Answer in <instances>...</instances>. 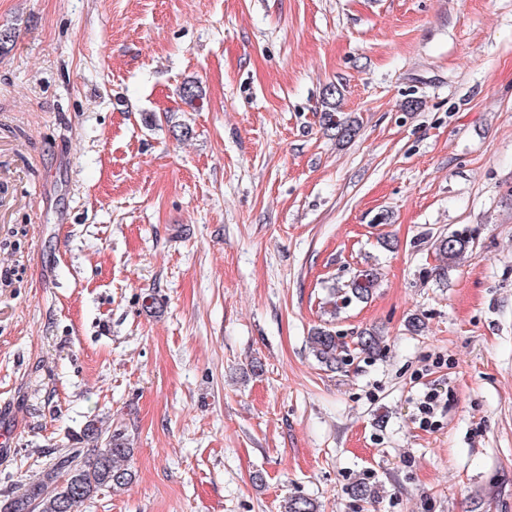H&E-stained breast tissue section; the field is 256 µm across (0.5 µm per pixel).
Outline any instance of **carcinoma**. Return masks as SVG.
<instances>
[{
    "label": "carcinoma",
    "mask_w": 512,
    "mask_h": 512,
    "mask_svg": "<svg viewBox=\"0 0 512 512\" xmlns=\"http://www.w3.org/2000/svg\"><path fill=\"white\" fill-rule=\"evenodd\" d=\"M322 125L335 132L336 139L349 141L356 136L355 120L342 117L335 111L322 114ZM471 231L440 235L435 249L442 259L453 263L473 243ZM379 272L366 268L354 273L349 280L328 288L323 302L324 313L334 317L342 308L354 302H363L378 284ZM314 358L326 369L335 371L351 360L352 353L374 355L384 347V337L375 331L364 330L351 348L340 340L328 325H319L308 336ZM82 439L92 444L93 457L84 458L79 450L59 457L45 477L31 483L16 497L0 503V512H77L85 502L103 491L119 492L132 482V471L127 467L132 448L121 432L102 437L99 428L90 423ZM284 512H318L317 503L304 496H291L284 503Z\"/></svg>",
    "instance_id": "1"
}]
</instances>
